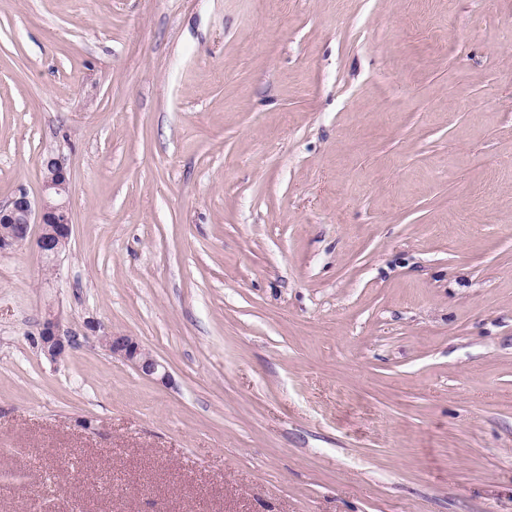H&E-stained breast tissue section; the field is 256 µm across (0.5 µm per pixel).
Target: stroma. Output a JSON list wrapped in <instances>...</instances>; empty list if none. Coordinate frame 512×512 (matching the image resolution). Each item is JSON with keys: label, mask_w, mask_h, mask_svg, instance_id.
<instances>
[{"label": "stroma", "mask_w": 512, "mask_h": 512, "mask_svg": "<svg viewBox=\"0 0 512 512\" xmlns=\"http://www.w3.org/2000/svg\"><path fill=\"white\" fill-rule=\"evenodd\" d=\"M51 156L0 512H512V0H0V205ZM43 169L42 195L38 202L20 193L0 207V252L26 243L32 224H38L35 247L41 261L49 267L70 241L72 223L67 204L70 179L59 157L48 158ZM38 343L51 361L65 357L77 344V336L64 329L63 319L53 307H48L39 324ZM98 340L112 356L127 362L140 375L162 384L170 382L171 375L166 365L145 350L132 336L103 329Z\"/></svg>", "instance_id": "stroma-1"}]
</instances>
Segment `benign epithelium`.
Wrapping results in <instances>:
<instances>
[{
	"label": "benign epithelium",
	"instance_id": "1",
	"mask_svg": "<svg viewBox=\"0 0 512 512\" xmlns=\"http://www.w3.org/2000/svg\"><path fill=\"white\" fill-rule=\"evenodd\" d=\"M69 185L64 161L58 157L47 159L40 200L35 202L21 193L0 207V252L11 251L26 243L31 226L36 224L39 227L35 240L38 255L46 266L53 265L70 241ZM98 340L112 355L127 362L140 375L162 384L170 382L171 375L166 365L133 337L104 330ZM38 343L48 359L58 361L74 348L77 336L64 328L59 312L49 307L39 324Z\"/></svg>",
	"mask_w": 512,
	"mask_h": 512
}]
</instances>
